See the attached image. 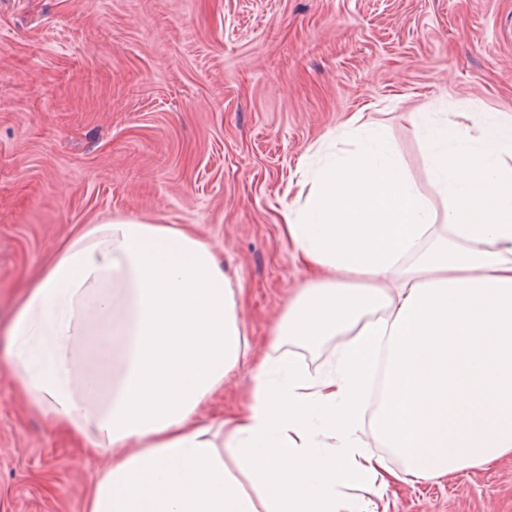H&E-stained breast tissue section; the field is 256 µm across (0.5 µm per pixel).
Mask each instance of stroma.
Segmentation results:
<instances>
[{"label":"stroma","mask_w":512,"mask_h":512,"mask_svg":"<svg viewBox=\"0 0 512 512\" xmlns=\"http://www.w3.org/2000/svg\"><path fill=\"white\" fill-rule=\"evenodd\" d=\"M512 115V0H0V512H85L111 451L52 421L5 363L28 286L82 226L183 224L242 292L254 359L311 271L282 215L297 169L355 114L428 196L417 112ZM339 337L286 344L309 373ZM250 367L200 408L243 411ZM354 512H512V454L347 489Z\"/></svg>","instance_id":"35a3bbf8"}]
</instances>
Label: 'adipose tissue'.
<instances>
[{
  "label": "adipose tissue",
  "mask_w": 512,
  "mask_h": 512,
  "mask_svg": "<svg viewBox=\"0 0 512 512\" xmlns=\"http://www.w3.org/2000/svg\"><path fill=\"white\" fill-rule=\"evenodd\" d=\"M437 211L382 128L328 154L284 214L319 270L272 330L341 337L334 372L252 369L246 411H197L248 360L241 303L187 228L117 217L82 227L24 295L10 370L50 419L81 432L98 473L87 512H353L341 487L392 475L372 433L416 478L512 453V117L418 112ZM336 440L324 456L316 433Z\"/></svg>",
  "instance_id": "adipose-tissue-1"
}]
</instances>
